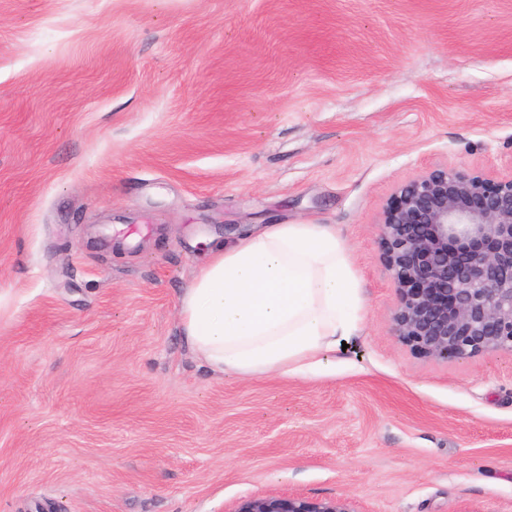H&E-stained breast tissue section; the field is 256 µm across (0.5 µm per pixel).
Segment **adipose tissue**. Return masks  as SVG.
<instances>
[{
  "label": "adipose tissue",
  "mask_w": 512,
  "mask_h": 512,
  "mask_svg": "<svg viewBox=\"0 0 512 512\" xmlns=\"http://www.w3.org/2000/svg\"><path fill=\"white\" fill-rule=\"evenodd\" d=\"M212 258L180 297L188 348L214 372L298 373L354 335L364 302L331 224H272Z\"/></svg>",
  "instance_id": "obj_1"
}]
</instances>
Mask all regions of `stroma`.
<instances>
[{
    "instance_id": "stroma-1",
    "label": "stroma",
    "mask_w": 512,
    "mask_h": 512,
    "mask_svg": "<svg viewBox=\"0 0 512 512\" xmlns=\"http://www.w3.org/2000/svg\"><path fill=\"white\" fill-rule=\"evenodd\" d=\"M512 178V0H0V512H512V353L392 331L377 221ZM267 224H332L365 302L303 374L211 371L179 299ZM236 512H354L344 502L312 504L298 498L257 497L245 500Z\"/></svg>"
}]
</instances>
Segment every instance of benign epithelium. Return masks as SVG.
I'll return each mask as SVG.
<instances>
[{"mask_svg":"<svg viewBox=\"0 0 512 512\" xmlns=\"http://www.w3.org/2000/svg\"><path fill=\"white\" fill-rule=\"evenodd\" d=\"M378 226L399 295L396 336L441 360L512 351V178L428 171L398 188ZM237 512L352 510L257 497Z\"/></svg>","mask_w":512,"mask_h":512,"instance_id":"7a95c632","label":"benign epithelium"}]
</instances>
